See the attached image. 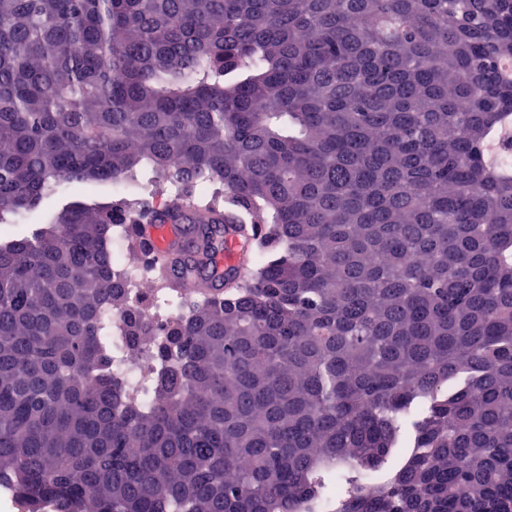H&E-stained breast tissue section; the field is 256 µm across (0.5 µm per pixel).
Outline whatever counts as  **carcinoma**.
I'll return each instance as SVG.
<instances>
[{
    "instance_id": "obj_1",
    "label": "carcinoma",
    "mask_w": 512,
    "mask_h": 512,
    "mask_svg": "<svg viewBox=\"0 0 512 512\" xmlns=\"http://www.w3.org/2000/svg\"><path fill=\"white\" fill-rule=\"evenodd\" d=\"M502 61L512 0H0V224H37L0 244V486L25 512H512ZM148 184L163 207H44ZM185 208L154 269L185 313L154 323L107 240Z\"/></svg>"
}]
</instances>
